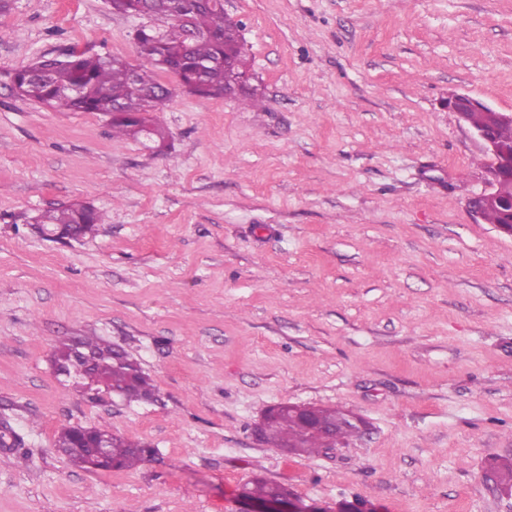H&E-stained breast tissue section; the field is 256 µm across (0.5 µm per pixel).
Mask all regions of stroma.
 Segmentation results:
<instances>
[{
	"mask_svg": "<svg viewBox=\"0 0 512 512\" xmlns=\"http://www.w3.org/2000/svg\"><path fill=\"white\" fill-rule=\"evenodd\" d=\"M0 13V512H238L255 475L315 512H512L482 475L512 458V238L476 219L489 182L456 94L512 112V0H225L261 110L173 96L163 151L108 116L19 97L9 76L74 46L149 68L107 0ZM80 201L96 237L15 213ZM77 336L130 351L158 402H103L50 358ZM281 403L367 423L292 456L253 428ZM150 445L85 470L67 425ZM77 428H87L83 426H65L58 432L54 448L63 456H65L73 465L83 468L86 460L89 458L87 448L76 447L74 433ZM88 468V467H87Z\"/></svg>",
	"mask_w": 512,
	"mask_h": 512,
	"instance_id": "1",
	"label": "stroma"
}]
</instances>
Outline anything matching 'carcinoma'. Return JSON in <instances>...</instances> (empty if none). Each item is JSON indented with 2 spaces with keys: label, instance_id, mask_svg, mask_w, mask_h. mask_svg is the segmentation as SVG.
<instances>
[{
  "label": "carcinoma",
  "instance_id": "obj_1",
  "mask_svg": "<svg viewBox=\"0 0 512 512\" xmlns=\"http://www.w3.org/2000/svg\"><path fill=\"white\" fill-rule=\"evenodd\" d=\"M110 9L124 15L149 14L163 10L154 0H108ZM196 38H188L181 19L172 14L159 20L156 29H141L136 35L140 56L154 66L174 67L182 73L187 92L207 98H222L233 87L235 78L248 73L247 49L241 35V25L224 12L220 2L213 6L187 5ZM231 59L226 67L222 60ZM212 60L214 64L202 74L197 63ZM11 82L17 94L59 110L71 112H100L111 117L112 137L116 139L144 138L165 146L168 133L150 116L169 103L172 91L154 78L153 72L132 70L125 62L102 56H88L75 48L59 63L46 60L15 70ZM12 220L25 224L57 225L72 230L77 236H93L105 223V216L82 203L69 202L49 207L33 216L19 214ZM83 354L92 362V373L102 375L131 402H154L159 395L150 377L124 349L95 336L78 339ZM313 419L319 427L306 429L295 415L283 411L269 416L261 425L260 439L271 448H289L294 455H316L329 447L328 441L344 445L352 439L355 426L348 422V413L336 408H312ZM76 427L65 426L58 432L54 448L73 465L83 468L89 458L88 449L76 446ZM110 462L108 468L132 469L152 453L141 442H133L109 434ZM499 488L512 489V459H495L488 465ZM241 492L264 499L273 492L290 495L287 487L252 478Z\"/></svg>",
  "mask_w": 512,
  "mask_h": 512
}]
</instances>
